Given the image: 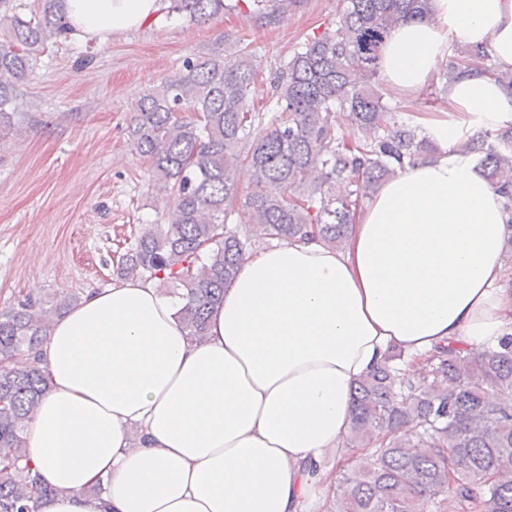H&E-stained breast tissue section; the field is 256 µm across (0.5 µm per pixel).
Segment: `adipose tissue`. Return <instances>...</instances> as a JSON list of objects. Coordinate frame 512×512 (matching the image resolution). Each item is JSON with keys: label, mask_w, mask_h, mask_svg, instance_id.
I'll return each mask as SVG.
<instances>
[{"label": "adipose tissue", "mask_w": 512, "mask_h": 512, "mask_svg": "<svg viewBox=\"0 0 512 512\" xmlns=\"http://www.w3.org/2000/svg\"><path fill=\"white\" fill-rule=\"evenodd\" d=\"M163 0H65L71 34L107 45L157 20ZM512 72V0H431L396 28L381 75L399 97L438 73L455 41ZM417 115L433 156L368 197L343 247L262 243L224 291L204 342L153 281L90 290L35 355L49 390L27 425L52 492L38 512H309L335 489L351 391L390 350L418 364L512 334V210L459 141L512 125L490 75L449 82ZM102 484V496L89 487Z\"/></svg>", "instance_id": "adipose-tissue-1"}]
</instances>
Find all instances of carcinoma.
Wrapping results in <instances>:
<instances>
[{"label":"carcinoma","instance_id":"1","mask_svg":"<svg viewBox=\"0 0 512 512\" xmlns=\"http://www.w3.org/2000/svg\"><path fill=\"white\" fill-rule=\"evenodd\" d=\"M296 0H252L253 12L286 10ZM192 21L224 12V0H170ZM429 16V0H341L336 19L307 39L273 83L278 115L263 124L254 111L251 55L204 54L144 93L131 141L151 160L152 177L170 193L169 219L143 230L116 265L182 288L179 320L188 335H206L213 310L250 252L270 240L316 237L343 245L360 199L433 151L416 128L396 120L379 91L381 51L400 24ZM64 0H41L22 18L0 0V122L10 119L16 83L51 39L65 37ZM445 74L496 77L512 92L487 49L457 42ZM193 116L183 117L181 113ZM361 133L338 134L341 119ZM488 182L512 209V126L465 140ZM254 184L241 189L238 163ZM250 226L227 225L238 207ZM80 301L65 293L50 307L31 300L0 310V512H38L52 489L27 450L25 427L48 381L38 363L15 365L44 341L52 320ZM393 351L358 381L342 465L344 495L329 512H512V335L472 356L441 346L416 371ZM414 429L420 441L398 435Z\"/></svg>","mask_w":512,"mask_h":512}]
</instances>
